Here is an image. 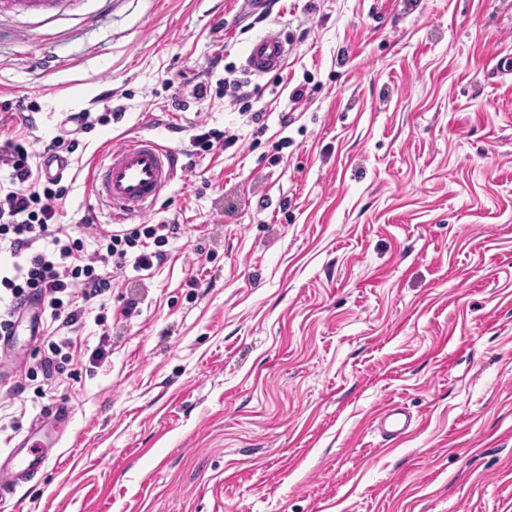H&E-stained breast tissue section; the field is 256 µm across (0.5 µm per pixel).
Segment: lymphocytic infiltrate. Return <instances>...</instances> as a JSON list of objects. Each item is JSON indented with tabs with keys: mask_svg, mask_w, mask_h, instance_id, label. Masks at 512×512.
Returning <instances> with one entry per match:
<instances>
[{
	"mask_svg": "<svg viewBox=\"0 0 512 512\" xmlns=\"http://www.w3.org/2000/svg\"><path fill=\"white\" fill-rule=\"evenodd\" d=\"M29 144L17 138L0 143V168L9 184L0 188V335H8L24 301L40 300L51 321L75 328L89 302L109 291L112 274L126 267L151 270L163 261L164 246L176 237L175 223L123 224L96 234L92 244L73 237L60 223L67 195L61 178H44L33 165ZM48 353L39 369L52 383L82 349L76 339L48 334Z\"/></svg>",
	"mask_w": 512,
	"mask_h": 512,
	"instance_id": "f902f5d3",
	"label": "lymphocytic infiltrate"
}]
</instances>
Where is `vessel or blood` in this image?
Returning a JSON list of instances; mask_svg holds the SVG:
<instances>
[{
    "instance_id": "b4317fda",
    "label": "vessel or blood",
    "mask_w": 512,
    "mask_h": 512,
    "mask_svg": "<svg viewBox=\"0 0 512 512\" xmlns=\"http://www.w3.org/2000/svg\"><path fill=\"white\" fill-rule=\"evenodd\" d=\"M288 56V42L270 31L250 45L245 66L261 76L278 71ZM179 163L177 151L154 140L136 136L98 155L92 171L94 194L116 222H124L152 210L173 180ZM71 411L60 403L44 412L33 424L30 439L20 440L0 462V490L16 487L35 476L48 461V451L67 434ZM380 433L393 441L408 431L413 415L398 402H391L377 417Z\"/></svg>"
}]
</instances>
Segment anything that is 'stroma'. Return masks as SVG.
<instances>
[{"instance_id": "1", "label": "stroma", "mask_w": 512, "mask_h": 512, "mask_svg": "<svg viewBox=\"0 0 512 512\" xmlns=\"http://www.w3.org/2000/svg\"><path fill=\"white\" fill-rule=\"evenodd\" d=\"M265 2L0 0V109L32 117L0 139L40 156L66 115H116L80 134L62 223L111 229L92 166L124 138L183 163L145 216L180 224L166 260L78 331L104 358L0 388V453L71 408L10 512H512V0ZM269 30L291 49L256 76ZM228 64L266 115L251 148ZM200 128L241 142L193 153ZM392 401L418 419L397 442ZM287 57V40L280 33L269 31L251 43L245 66L254 75L261 76L281 69ZM376 422L380 433L394 441L411 428L414 417L403 404L393 401L378 413Z\"/></svg>"}]
</instances>
